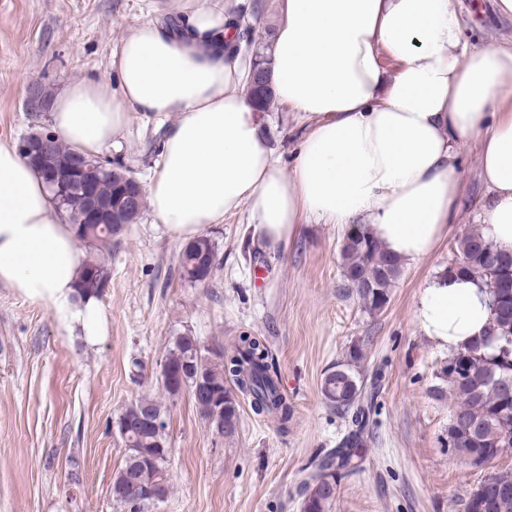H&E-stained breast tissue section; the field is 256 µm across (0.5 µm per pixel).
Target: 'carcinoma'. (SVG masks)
Listing matches in <instances>:
<instances>
[{"mask_svg": "<svg viewBox=\"0 0 512 512\" xmlns=\"http://www.w3.org/2000/svg\"><path fill=\"white\" fill-rule=\"evenodd\" d=\"M234 28L225 47L242 44L254 49V71L261 85L249 89L256 111L269 110L273 96L266 74L269 59L257 44L256 30L244 23L242 15L233 16ZM52 161L68 173L79 152L62 141L52 146ZM130 175L120 169L105 168L85 158V171L74 179L63 194L55 195L59 207L75 225L76 237L88 248L81 269L76 299H99L110 282V272L96 254L112 243V237L125 230L124 224H79L84 211V185L116 203L129 185ZM342 288L355 295L370 313L382 312L390 303L391 288L402 274L403 264L390 257L382 245L362 224H354L343 234L341 248ZM217 246L212 238L201 235L187 242L179 253V271L191 284L209 282L217 267ZM448 275H464L485 285L490 310L489 338L499 342H477L448 357L441 374L448 381L452 400L448 420V448L464 463L481 467L512 448V253L499 250L472 229L457 240L453 261L444 270ZM362 359L353 348L347 361L329 369L321 385L324 399L338 409L356 408L352 428L335 451L314 460L303 480L301 512H331L336 495L325 492L328 480H338L354 470L356 448L363 443L369 427L370 410L356 405L364 393L363 382L352 366ZM159 375L171 395L189 392L201 417L221 437L235 436L240 423L241 401L249 404L259 417H272L280 431L288 432L294 408L280 387L279 374L267 340L242 332L232 350L214 352L203 346L190 332L174 337L172 346L160 362ZM166 420L161 403L144 397L128 406L118 419V431L124 447L137 448L140 463L129 471L123 462L112 483L113 498L135 512L169 495L167 462V424L152 428L141 421L145 414ZM508 485L506 490H488L479 486L468 498L465 512H512V471L490 473L488 481Z\"/></svg>", "mask_w": 512, "mask_h": 512, "instance_id": "cac0c4a2", "label": "carcinoma"}]
</instances>
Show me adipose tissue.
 <instances>
[{"instance_id":"obj_1","label":"adipose tissue","mask_w":512,"mask_h":512,"mask_svg":"<svg viewBox=\"0 0 512 512\" xmlns=\"http://www.w3.org/2000/svg\"><path fill=\"white\" fill-rule=\"evenodd\" d=\"M225 21L195 0L177 28L142 23L113 49L111 77L73 81L53 99V128L90 156L121 148L133 114L175 116L147 200L178 240L245 211L252 241L271 250L312 220L362 224L404 263L447 232L472 141L487 189L481 232L512 252V41L469 44L456 0H278L272 91L304 123L285 167L244 90L250 60L214 46ZM61 215L38 171L0 143V285L94 344L104 316L96 299L74 301L83 256ZM489 318L478 280L426 281L417 319L438 347L485 337Z\"/></svg>"}]
</instances>
